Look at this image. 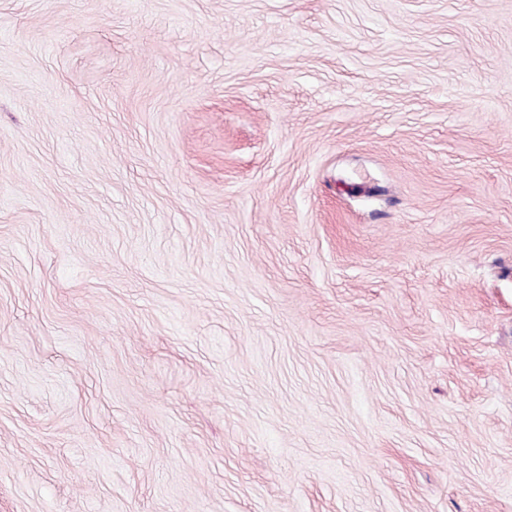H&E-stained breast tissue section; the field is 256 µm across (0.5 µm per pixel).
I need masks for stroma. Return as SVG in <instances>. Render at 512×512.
Listing matches in <instances>:
<instances>
[{
  "mask_svg": "<svg viewBox=\"0 0 512 512\" xmlns=\"http://www.w3.org/2000/svg\"><path fill=\"white\" fill-rule=\"evenodd\" d=\"M0 512H512V0H0Z\"/></svg>",
  "mask_w": 512,
  "mask_h": 512,
  "instance_id": "35a3bbf8",
  "label": "stroma"
}]
</instances>
